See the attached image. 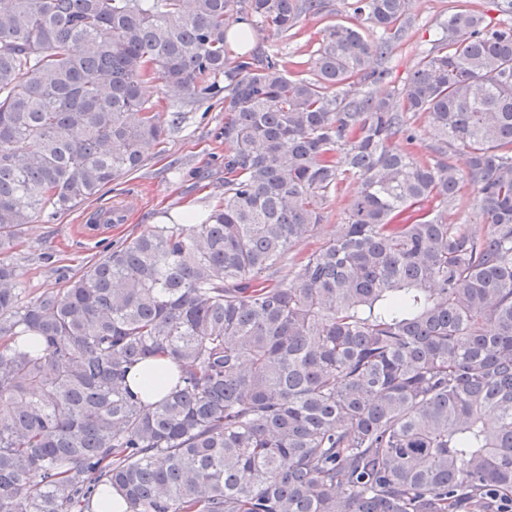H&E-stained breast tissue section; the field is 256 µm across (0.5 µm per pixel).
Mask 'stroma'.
<instances>
[{
  "mask_svg": "<svg viewBox=\"0 0 512 512\" xmlns=\"http://www.w3.org/2000/svg\"><path fill=\"white\" fill-rule=\"evenodd\" d=\"M321 15L303 17L290 38L253 32L254 46L276 45L289 65H312L311 57L320 30L329 24L347 22L346 0H325ZM500 0H412L413 26L390 59V84L400 87L422 53L436 38L440 25L460 10L482 14L498 23L505 14ZM186 121L171 129L157 153L137 171L103 188L95 197L55 218L36 219L25 227L12 260L20 269L23 300L61 288L65 278L80 275L107 246H119L147 231L161 216L187 208L204 209L224 192V105L212 101L183 107ZM356 181L344 182L326 205V218L310 232L303 251L323 246L343 223ZM116 205L127 213L123 221L104 225L95 238L82 233L83 224Z\"/></svg>",
  "mask_w": 512,
  "mask_h": 512,
  "instance_id": "35a3bbf8",
  "label": "stroma"
}]
</instances>
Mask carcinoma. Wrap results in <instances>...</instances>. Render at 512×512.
<instances>
[{"mask_svg": "<svg viewBox=\"0 0 512 512\" xmlns=\"http://www.w3.org/2000/svg\"><path fill=\"white\" fill-rule=\"evenodd\" d=\"M312 76L234 59L322 0H0V512L512 507V21L459 11L404 84L411 0H350ZM377 33L369 39L363 29ZM224 95V194L23 302L25 226L141 168ZM440 146L411 150V117ZM466 156L487 225L448 223ZM336 235L288 264L347 179ZM177 369L148 407L131 372Z\"/></svg>", "mask_w": 512, "mask_h": 512, "instance_id": "obj_1", "label": "carcinoma"}]
</instances>
